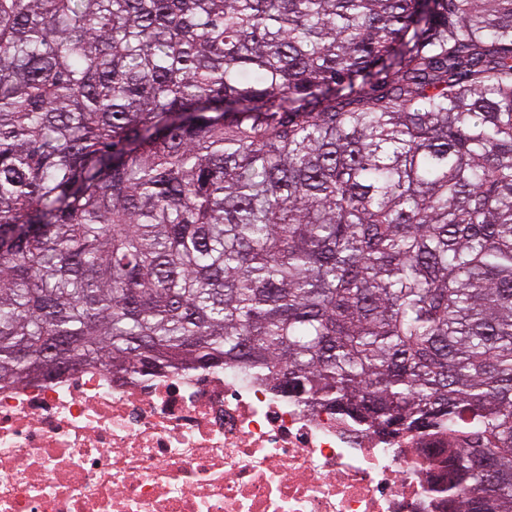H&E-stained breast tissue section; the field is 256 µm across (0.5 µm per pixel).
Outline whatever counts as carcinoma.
<instances>
[{
  "label": "carcinoma",
  "instance_id": "carcinoma-1",
  "mask_svg": "<svg viewBox=\"0 0 512 512\" xmlns=\"http://www.w3.org/2000/svg\"><path fill=\"white\" fill-rule=\"evenodd\" d=\"M62 358L446 432L512 512V0H0V383Z\"/></svg>",
  "mask_w": 512,
  "mask_h": 512
}]
</instances>
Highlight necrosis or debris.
<instances>
[{"mask_svg": "<svg viewBox=\"0 0 512 512\" xmlns=\"http://www.w3.org/2000/svg\"><path fill=\"white\" fill-rule=\"evenodd\" d=\"M439 440L380 436L242 365L0 384V512H448Z\"/></svg>", "mask_w": 512, "mask_h": 512, "instance_id": "1", "label": "necrosis or debris"}]
</instances>
